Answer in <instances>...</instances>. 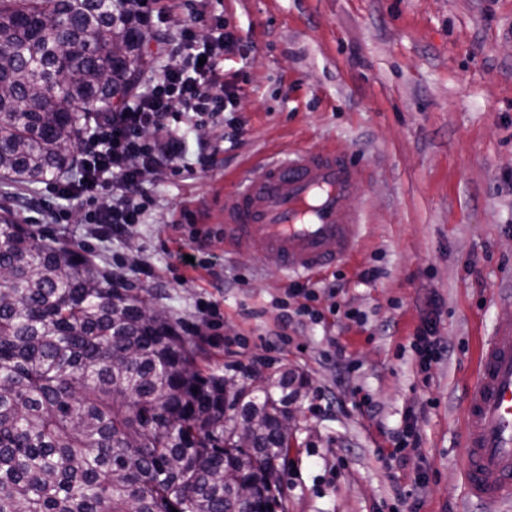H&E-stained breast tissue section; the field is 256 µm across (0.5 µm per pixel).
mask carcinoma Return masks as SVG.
<instances>
[{"label":"carcinoma","instance_id":"1","mask_svg":"<svg viewBox=\"0 0 512 512\" xmlns=\"http://www.w3.org/2000/svg\"><path fill=\"white\" fill-rule=\"evenodd\" d=\"M148 64L123 0H0V178L70 172ZM141 292L0 217V512H276L304 396L282 367L204 377Z\"/></svg>","mask_w":512,"mask_h":512}]
</instances>
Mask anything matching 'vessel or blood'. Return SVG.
I'll use <instances>...</instances> for the list:
<instances>
[{"label":"vessel or blood","instance_id":"b4317fda","mask_svg":"<svg viewBox=\"0 0 512 512\" xmlns=\"http://www.w3.org/2000/svg\"><path fill=\"white\" fill-rule=\"evenodd\" d=\"M363 169L336 150L304 149L248 171L224 195V243L276 256L313 275L354 253L361 216L345 201ZM464 475L470 497L489 507L512 501V329L481 350L467 397Z\"/></svg>","mask_w":512,"mask_h":512}]
</instances>
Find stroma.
I'll list each match as a JSON object with an SVG mask.
<instances>
[{
	"instance_id": "stroma-1",
	"label": "stroma",
	"mask_w": 512,
	"mask_h": 512,
	"mask_svg": "<svg viewBox=\"0 0 512 512\" xmlns=\"http://www.w3.org/2000/svg\"><path fill=\"white\" fill-rule=\"evenodd\" d=\"M177 0L146 34L160 77L164 34L186 20ZM199 45L217 22L238 40L224 57L234 87L235 142L215 150L222 119L185 136L189 172L146 174L151 201L126 236L92 233L95 202H72L64 223L46 185L0 191V209L25 212L24 228L67 240L100 268L148 260L140 278L154 307L199 323L200 302L223 314L199 341L203 375L265 360L306 382L283 483L288 512H512L470 499L462 448L464 405L478 351L512 329V0H204ZM310 147L353 156L364 175L346 206L363 219L351 260L312 275L320 316L278 330L277 305L293 280L280 262L225 248L220 203L257 163ZM213 154L211 166L198 164ZM212 232L197 250L190 229ZM184 248L196 266H171ZM224 259L211 274V256ZM378 267L376 280L362 272ZM335 284V297L323 289ZM359 310L362 322L330 313ZM437 324L443 350L420 372L409 342ZM342 354H335V345ZM421 436L405 461L391 452L408 410Z\"/></svg>"
}]
</instances>
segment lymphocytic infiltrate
<instances>
[{
  "label": "lymphocytic infiltrate",
  "instance_id": "obj_1",
  "mask_svg": "<svg viewBox=\"0 0 512 512\" xmlns=\"http://www.w3.org/2000/svg\"><path fill=\"white\" fill-rule=\"evenodd\" d=\"M235 45L234 34L221 28L210 44L198 46L193 24H179L170 49L179 66L147 81L132 103L95 127L82 148L78 177L53 181L52 195L66 200L101 197L103 205L90 221L111 225L116 235L139 223L149 202L141 181L142 167H151L160 177L184 172L180 125L205 123L232 107V87H225L220 96L214 89L219 64ZM148 131L159 134V141H143ZM285 295L283 329L273 336L277 343L285 341L284 329L294 318L317 313L318 295L310 283L293 282Z\"/></svg>",
  "mask_w": 512,
  "mask_h": 512
}]
</instances>
